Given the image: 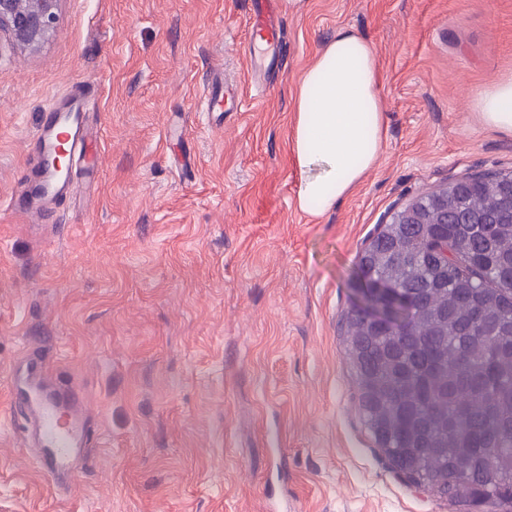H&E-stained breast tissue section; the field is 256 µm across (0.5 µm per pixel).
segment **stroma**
Returning <instances> with one entry per match:
<instances>
[{
	"label": "stroma",
	"mask_w": 512,
	"mask_h": 512,
	"mask_svg": "<svg viewBox=\"0 0 512 512\" xmlns=\"http://www.w3.org/2000/svg\"><path fill=\"white\" fill-rule=\"evenodd\" d=\"M248 0H61L34 52L0 44V371L28 344L87 395L99 444L57 491L0 379V512H500L415 491L358 410L343 346L376 225L419 195L512 172L475 101L512 77V0H305L246 54ZM342 28L374 47L379 166L334 211H298V78ZM219 69L243 95L202 122ZM270 89L254 101L255 84ZM92 84L97 186L35 234L11 210L41 124Z\"/></svg>",
	"instance_id": "35a3bbf8"
}]
</instances>
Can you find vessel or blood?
Wrapping results in <instances>:
<instances>
[{
    "label": "vessel or blood",
    "mask_w": 512,
    "mask_h": 512,
    "mask_svg": "<svg viewBox=\"0 0 512 512\" xmlns=\"http://www.w3.org/2000/svg\"><path fill=\"white\" fill-rule=\"evenodd\" d=\"M250 3L249 48L279 43L282 31L275 0H250ZM92 94L91 87L80 85L75 94L47 115L39 135L41 150L51 153L66 143L83 147L86 138L93 135L85 112V103ZM79 176L91 184L97 181L98 170L73 163L58 174L43 172L40 185L46 198L52 199L70 188ZM50 371L49 355L32 353L25 365H10L6 379L10 405L21 411L28 425V432L22 437L24 447L35 451L46 476L56 478L68 473L73 455L97 445L99 433L91 426L90 410L81 390L70 382L60 387L48 386Z\"/></svg>",
    "instance_id": "obj_1"
}]
</instances>
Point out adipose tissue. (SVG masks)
<instances>
[{
	"label": "adipose tissue",
	"instance_id": "ef3b65f1",
	"mask_svg": "<svg viewBox=\"0 0 512 512\" xmlns=\"http://www.w3.org/2000/svg\"><path fill=\"white\" fill-rule=\"evenodd\" d=\"M483 124L512 133V78L481 93ZM386 135L377 55L351 29L339 30L298 79L289 134L299 174L296 207L320 216L377 168Z\"/></svg>",
	"mask_w": 512,
	"mask_h": 512
}]
</instances>
